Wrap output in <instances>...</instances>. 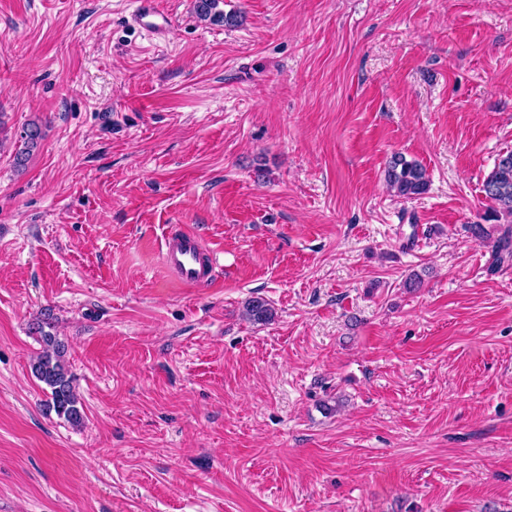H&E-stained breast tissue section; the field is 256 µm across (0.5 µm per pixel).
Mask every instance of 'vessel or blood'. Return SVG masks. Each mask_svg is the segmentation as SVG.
Masks as SVG:
<instances>
[{
	"label": "vessel or blood",
	"instance_id": "b4317fda",
	"mask_svg": "<svg viewBox=\"0 0 512 512\" xmlns=\"http://www.w3.org/2000/svg\"><path fill=\"white\" fill-rule=\"evenodd\" d=\"M165 262L169 270L186 286H209L215 274L216 257L189 230L180 229L164 235L162 241Z\"/></svg>",
	"mask_w": 512,
	"mask_h": 512
}]
</instances>
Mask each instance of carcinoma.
Returning a JSON list of instances; mask_svg holds the SVG:
<instances>
[{
	"label": "carcinoma",
	"instance_id": "cac0c4a2",
	"mask_svg": "<svg viewBox=\"0 0 512 512\" xmlns=\"http://www.w3.org/2000/svg\"><path fill=\"white\" fill-rule=\"evenodd\" d=\"M219 0H196L195 11L202 20L222 22L228 26L236 23V17L218 10ZM42 139L39 123L31 122L23 131V150L17 153L22 162ZM385 179L392 191L401 198H414L428 190L429 181L423 167L403 156L394 157L385 171ZM485 198L498 206L501 212L512 215V152L501 156L483 184ZM246 315L254 322H268L273 317L269 303L261 297L248 301ZM51 312L46 311L32 323L31 332L39 336L43 351L32 364L33 375L49 389L47 408L55 411L73 425L83 421L82 406L65 365V345L51 327Z\"/></svg>",
	"mask_w": 512,
	"mask_h": 512
}]
</instances>
